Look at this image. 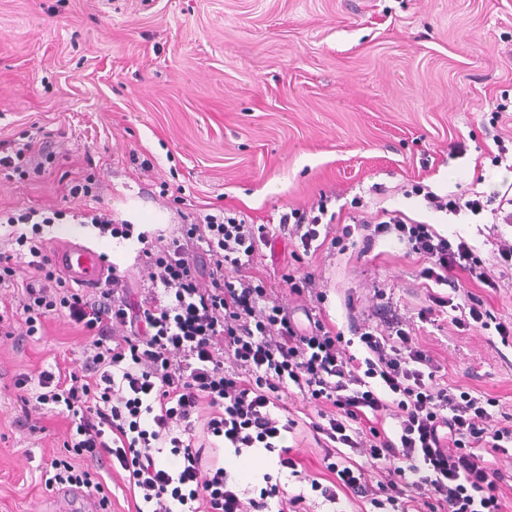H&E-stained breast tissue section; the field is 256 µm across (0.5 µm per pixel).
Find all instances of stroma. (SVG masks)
<instances>
[{
    "label": "stroma",
    "mask_w": 512,
    "mask_h": 512,
    "mask_svg": "<svg viewBox=\"0 0 512 512\" xmlns=\"http://www.w3.org/2000/svg\"><path fill=\"white\" fill-rule=\"evenodd\" d=\"M512 0H0V151L32 143L40 173L0 171V245L8 217L53 216L46 246L96 248L140 284L137 240L100 234L94 210L150 236H179L187 217L240 211L276 230L252 272L269 284L294 268L278 230L290 209L330 198L335 225L351 202L387 209L464 238L494 287L458 273L498 320L512 322V267L499 246L512 223L490 212L445 215L412 188L444 195L512 184L493 166L496 141L512 137ZM463 152H456V145ZM92 180L90 197L72 185ZM423 263L395 235L368 253L322 249L304 263L320 308L345 337L401 322L445 368L449 381L497 396L512 414V347L495 330L418 318ZM87 338L62 316L40 339L0 333V512H83L40 482L39 466L66 441L70 421L46 414L35 437L22 415L16 375L73 365ZM299 424L289 444L304 474L322 475L321 447L289 393Z\"/></svg>",
    "instance_id": "obj_1"
}]
</instances>
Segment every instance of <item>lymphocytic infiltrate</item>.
<instances>
[{"label":"lymphocytic infiltrate","instance_id":"obj_1","mask_svg":"<svg viewBox=\"0 0 512 512\" xmlns=\"http://www.w3.org/2000/svg\"><path fill=\"white\" fill-rule=\"evenodd\" d=\"M412 191L436 212L478 215L490 204L512 222L507 191L484 200L418 185ZM327 204L323 196L315 212L295 208L282 216L295 262L327 245L345 251L356 235L368 249L396 234L425 262L420 276L434 286L428 315L453 307L440 292L453 270L488 279L464 239L399 211L361 214L358 198L357 215L336 232L322 221ZM269 237L268 225L249 223L242 213L205 215L183 225L178 237L151 240L138 297L114 271L90 298L70 288L38 236L10 232V248H0V287L17 289L23 314L1 309L0 327L28 341L61 315L88 337L73 368L23 373L15 381L34 390L23 405L70 421L69 440L41 470L45 488L82 490L100 512H110L103 476L120 470L137 492L135 512H301L311 495L331 505L353 498L375 512H507L512 485L493 462L512 454V415L498 414L499 399L443 380L399 323L361 328L352 340L319 317L301 330L250 272ZM355 345L363 359L347 355ZM291 387L317 413L311 428L327 472L320 480L300 474L287 444L297 426L282 401ZM386 417L392 429L382 427ZM244 456L266 461L247 490L230 466ZM286 474L301 479L300 493L284 489Z\"/></svg>","mask_w":512,"mask_h":512}]
</instances>
